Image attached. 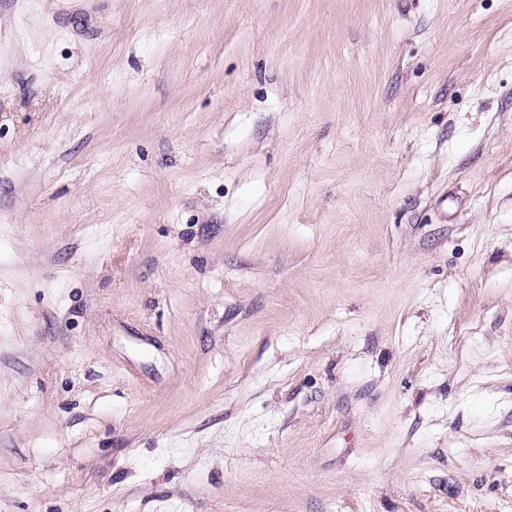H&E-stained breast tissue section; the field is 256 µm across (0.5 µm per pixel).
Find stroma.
I'll list each match as a JSON object with an SVG mask.
<instances>
[{
    "label": "stroma",
    "mask_w": 512,
    "mask_h": 512,
    "mask_svg": "<svg viewBox=\"0 0 512 512\" xmlns=\"http://www.w3.org/2000/svg\"><path fill=\"white\" fill-rule=\"evenodd\" d=\"M512 512V0H0V512Z\"/></svg>",
    "instance_id": "obj_1"
}]
</instances>
